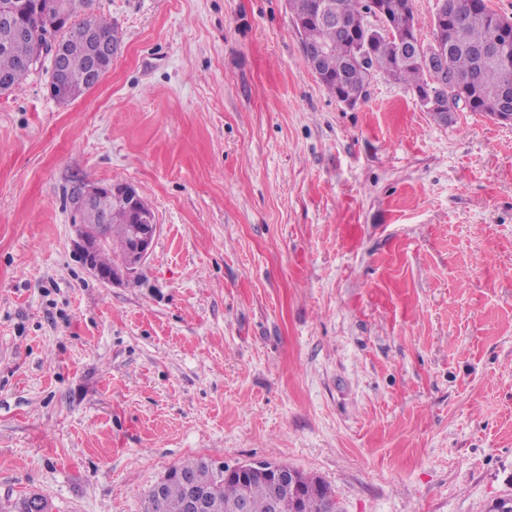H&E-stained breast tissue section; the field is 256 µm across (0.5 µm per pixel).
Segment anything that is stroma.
Listing matches in <instances>:
<instances>
[{
  "instance_id": "1",
  "label": "stroma",
  "mask_w": 512,
  "mask_h": 512,
  "mask_svg": "<svg viewBox=\"0 0 512 512\" xmlns=\"http://www.w3.org/2000/svg\"><path fill=\"white\" fill-rule=\"evenodd\" d=\"M122 41L69 103L0 94V498L145 512L188 458L284 464L340 512L512 507V126L340 103L285 0H93ZM160 224L134 280L76 184ZM123 206L133 210L134 224H130L129 211ZM111 207L106 220L98 212L89 211L83 217V224H79L87 210L107 211ZM70 208L76 245L86 267L109 285L137 277L152 253L160 228L154 209L138 191L127 183L82 182L71 191ZM112 224H128L124 230L130 242L127 251L128 239L119 234L109 237L102 248L106 237L113 231ZM98 253L99 264L112 266L109 270L98 264ZM301 474L303 477L309 478L311 483L315 485L314 493L312 494V497L309 498L307 503L308 511L305 512H321V508L324 503L333 505L336 510V497L331 488L318 477L306 475L302 472ZM337 511L338 510H336V512Z\"/></svg>"
}]
</instances>
